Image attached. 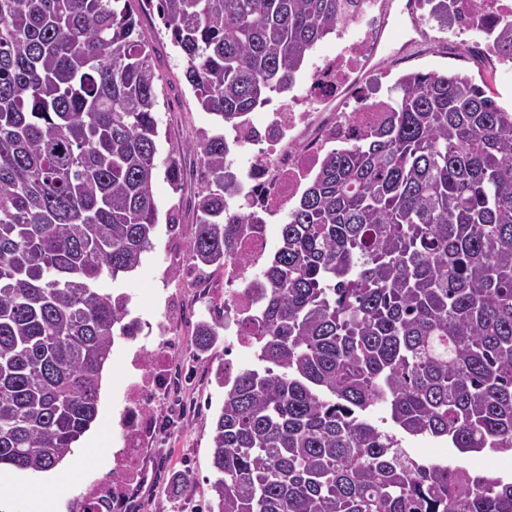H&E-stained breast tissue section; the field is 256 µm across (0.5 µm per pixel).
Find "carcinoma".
<instances>
[{
	"mask_svg": "<svg viewBox=\"0 0 512 512\" xmlns=\"http://www.w3.org/2000/svg\"><path fill=\"white\" fill-rule=\"evenodd\" d=\"M134 0H0V466L46 472L98 415L122 297L159 225L157 76ZM214 126L192 145L191 259L260 228L231 142L358 0H156ZM512 55V18L494 20ZM368 138L328 153L254 282L257 363L212 427L208 512H512V479L420 460L410 436L512 454V112L461 74L409 72ZM224 316L196 327L201 350Z\"/></svg>",
	"mask_w": 512,
	"mask_h": 512,
	"instance_id": "1",
	"label": "carcinoma"
}]
</instances>
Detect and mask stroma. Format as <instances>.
<instances>
[{"instance_id":"1","label":"stroma","mask_w":512,"mask_h":512,"mask_svg":"<svg viewBox=\"0 0 512 512\" xmlns=\"http://www.w3.org/2000/svg\"><path fill=\"white\" fill-rule=\"evenodd\" d=\"M139 29L149 45L152 64L159 77V159H166L171 148H178L182 168L179 186L164 176H156L153 191L160 214L174 212L175 225L159 224L152 249L145 252L132 272L111 280L102 279V291L129 297L132 315L157 322L167 320L172 331L181 336L183 346L170 359L187 373L183 386L186 419L172 424L166 436L148 459L154 460L156 477L138 495L139 512H206L212 498L210 485L215 475L211 467V426L224 402V389L215 374L224 366V345L216 343L205 352L196 351L193 333L198 322L211 318L216 306L224 302L223 271L194 265L189 252L175 251V244L190 245L197 219L195 202L203 184L196 155L189 146L199 135L211 129L213 121L197 103L184 78L183 61L160 20L149 6L137 9ZM426 41L403 47L400 32L391 35L392 49L402 50V58L384 62L383 73L369 79L366 93L385 99L394 95L397 79L411 71H435L468 75L475 84L489 86L491 95L505 111L512 112V69L501 68L495 56L470 52L450 42L452 31L436 18L425 16ZM213 282L210 292L198 293L192 282ZM110 381L109 391L101 393L96 427L104 435L99 453L111 456L116 434L109 428L123 407L124 367L112 358L103 372ZM111 465L85 461L74 466L68 477L69 490L47 486L44 495L56 500L58 512H73V501L89 481L111 475Z\"/></svg>"}]
</instances>
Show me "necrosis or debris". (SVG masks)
Listing matches in <instances>:
<instances>
[{
    "label": "necrosis or debris",
    "mask_w": 512,
    "mask_h": 512,
    "mask_svg": "<svg viewBox=\"0 0 512 512\" xmlns=\"http://www.w3.org/2000/svg\"><path fill=\"white\" fill-rule=\"evenodd\" d=\"M404 14L408 41L422 33L418 0H366L354 27H341L336 35L337 55L329 57L300 86L280 101L262 123L247 121L238 134L241 149L252 150L247 169L250 183L247 205L262 221L281 214L318 170L326 146L340 144L365 134L382 123L379 101L352 98L362 79L379 71L380 46L393 27L392 10ZM243 262L230 261L224 267V353H252V336L259 300L247 281L256 279L269 257L266 231L244 238L239 244ZM136 337L152 340V355L124 352L129 368L124 387L125 404L117 426L121 441L113 455L114 478H100L86 484L75 501L76 512H133V500L153 473L141 464L144 449L156 435L152 408L160 402L175 403L179 394L176 374L164 364L171 351L180 346L164 322L137 321Z\"/></svg>",
    "instance_id": "obj_1"
}]
</instances>
